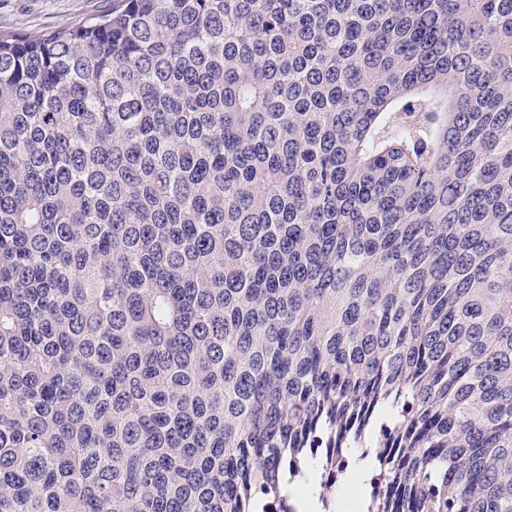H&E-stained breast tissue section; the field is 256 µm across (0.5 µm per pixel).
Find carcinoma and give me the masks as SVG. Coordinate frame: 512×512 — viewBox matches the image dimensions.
Wrapping results in <instances>:
<instances>
[{
	"label": "carcinoma",
	"mask_w": 512,
	"mask_h": 512,
	"mask_svg": "<svg viewBox=\"0 0 512 512\" xmlns=\"http://www.w3.org/2000/svg\"><path fill=\"white\" fill-rule=\"evenodd\" d=\"M512 512V0H111L0 31V512ZM320 491L317 475L313 471L289 486L291 503L297 512H315L320 507Z\"/></svg>",
	"instance_id": "obj_1"
}]
</instances>
